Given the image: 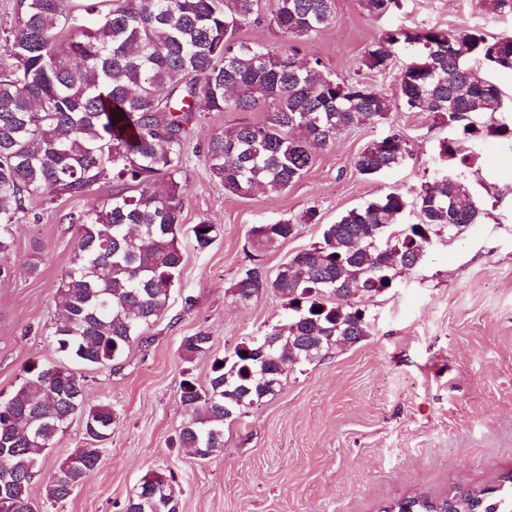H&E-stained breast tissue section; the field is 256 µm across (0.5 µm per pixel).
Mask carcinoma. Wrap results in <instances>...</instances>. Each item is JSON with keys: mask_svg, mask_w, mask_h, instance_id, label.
<instances>
[{"mask_svg": "<svg viewBox=\"0 0 512 512\" xmlns=\"http://www.w3.org/2000/svg\"><path fill=\"white\" fill-rule=\"evenodd\" d=\"M394 0H361L374 17ZM491 13L512 16V0H478ZM335 0H273L270 24L300 39L328 26ZM260 0H14L4 39L9 63L0 68V283L14 276L1 262L14 248V230L33 204L91 197L76 225L69 266L60 280L51 342L57 352L88 367L119 360L143 341L144 328L165 313L182 262L183 155L199 103L208 112L261 111L260 122L243 123L212 136L209 171L224 190L249 198L258 190L279 194L311 167L315 151L343 132L387 118L391 99L368 82L338 81L321 61L298 60L299 48L274 50L238 40L259 21ZM421 45L419 62L397 79L398 99L411 112H427L456 129L440 155L470 169L464 142L512 137V127L480 124L473 117L500 103V89L478 83L467 65L479 59L512 71V36L488 37L478 28L450 34L438 28L411 33L388 30L367 47L362 66L387 70L397 45ZM391 145L369 142L353 159L367 177L386 173L409 154L398 132ZM418 222L399 224L407 206L391 191L320 223L307 208L300 218L254 224V251L277 250L301 224L320 225L308 248L274 270L258 263L244 270L232 295L248 303L272 292L287 301L288 326L251 336L211 359L208 384L187 377L179 403L185 421L171 443L200 459L224 447V425L272 397L286 366L310 365L333 349L359 343L371 322L362 298L392 287L398 273L414 269L432 240L456 236L478 223L482 201L462 174L439 173L416 194ZM220 227L201 221L190 229L197 248L210 247ZM213 337L199 331L183 338L185 358L212 354ZM13 392L0 397V497L15 512H35L29 496L38 458L54 447L68 422L79 416L93 451L75 449L48 475L45 492L66 500L96 469L110 438L112 407L86 400L85 378L35 358ZM171 471L147 473L134 496L163 486L176 498ZM504 474L495 487L460 490L449 497H406L380 512H503L512 507Z\"/></svg>", "mask_w": 512, "mask_h": 512, "instance_id": "carcinoma-1", "label": "carcinoma"}]
</instances>
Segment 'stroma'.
<instances>
[{"mask_svg":"<svg viewBox=\"0 0 512 512\" xmlns=\"http://www.w3.org/2000/svg\"><path fill=\"white\" fill-rule=\"evenodd\" d=\"M476 27L512 35V17L482 10L478 0H397L374 18L360 0H335V18L300 44L302 59H320L332 77L356 78L366 47L383 31ZM262 112H206L193 124L184 155L185 189L179 280L163 317L146 328L117 366L74 372L88 400L108 404L117 420L100 466L65 501L45 495V477L84 447L73 419L38 460L30 488L36 512H123L142 477L173 470L181 512H379L393 500L443 497L458 488L497 484L512 472V139L465 142L475 163L466 173L484 203L478 223L459 237L434 240L423 264L400 273L392 288L364 299L371 330L360 343L335 349L304 369H289L280 393L226 426L224 446L200 460L172 446L184 415L180 382H205L210 357L184 359V337L204 330L213 351L288 322L280 297L248 305L231 287L252 263L247 231L316 207L323 222L391 191L414 199L444 166L439 144L453 129L396 102L387 119L340 134L315 153L312 167L288 191L241 199L208 171L204 150L218 132L262 120ZM401 132L411 153L397 168L368 179L353 167L371 140ZM85 199L35 204L17 227L8 258L15 277L0 284V394L9 395L27 362L63 357L50 343L55 296L71 256L72 219ZM220 235L198 249L189 229L201 220ZM44 261L25 265L34 246Z\"/></svg>","mask_w":512,"mask_h":512,"instance_id":"obj_1","label":"stroma"}]
</instances>
